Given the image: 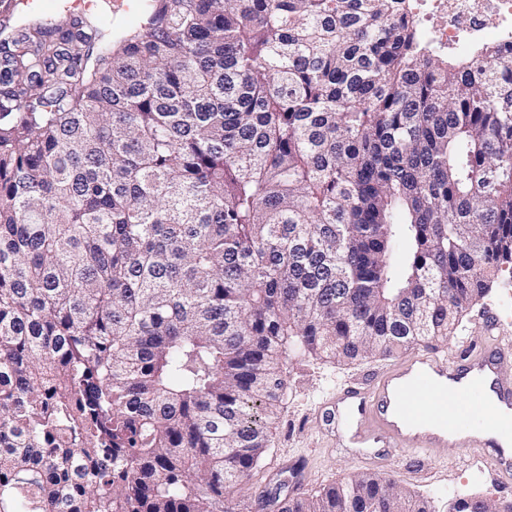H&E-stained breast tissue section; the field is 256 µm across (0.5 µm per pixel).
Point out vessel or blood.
Returning a JSON list of instances; mask_svg holds the SVG:
<instances>
[{
  "mask_svg": "<svg viewBox=\"0 0 512 512\" xmlns=\"http://www.w3.org/2000/svg\"><path fill=\"white\" fill-rule=\"evenodd\" d=\"M495 403L500 419L482 427L481 407ZM337 435L356 448L448 446L488 449L503 488L512 487V455L500 450L512 437V342L497 339L448 358L435 353L397 363L372 384L331 402Z\"/></svg>",
  "mask_w": 512,
  "mask_h": 512,
  "instance_id": "obj_1",
  "label": "vessel or blood"
}]
</instances>
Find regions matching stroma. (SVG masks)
<instances>
[{
  "label": "stroma",
  "mask_w": 512,
  "mask_h": 512,
  "mask_svg": "<svg viewBox=\"0 0 512 512\" xmlns=\"http://www.w3.org/2000/svg\"><path fill=\"white\" fill-rule=\"evenodd\" d=\"M489 314L495 315L498 332L512 337V275H500L488 295L448 337L424 341L387 357L341 364L312 357L290 361L288 396L271 418L270 450L261 462L269 490L286 496L299 483L307 494L315 495L351 474L371 472L395 475L402 486L427 498L435 512H448L449 502L462 494L512 503V492L500 487L484 450L392 451L385 460L374 462L362 450L342 445L326 421L329 396L368 383L396 362L427 349L452 357L465 347L484 343Z\"/></svg>",
  "instance_id": "1"
}]
</instances>
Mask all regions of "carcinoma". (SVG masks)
I'll use <instances>...</instances> for the list:
<instances>
[{
  "mask_svg": "<svg viewBox=\"0 0 512 512\" xmlns=\"http://www.w3.org/2000/svg\"><path fill=\"white\" fill-rule=\"evenodd\" d=\"M0 22V512H426L262 487L283 362L456 329L512 268V49L411 0Z\"/></svg>",
  "mask_w": 512,
  "mask_h": 512,
  "instance_id": "obj_1",
  "label": "carcinoma"
}]
</instances>
